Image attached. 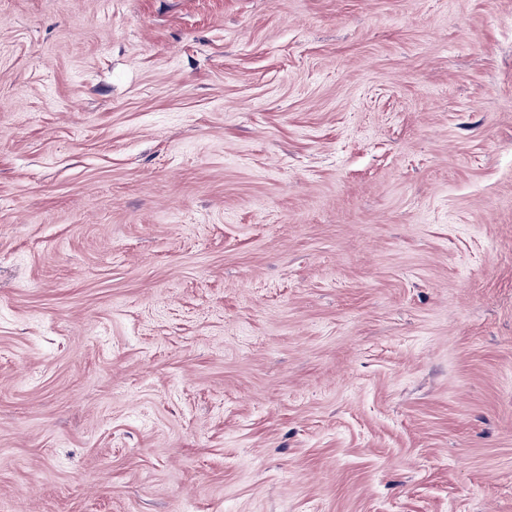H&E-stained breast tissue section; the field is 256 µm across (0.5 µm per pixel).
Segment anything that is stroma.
I'll use <instances>...</instances> for the list:
<instances>
[{"label":"stroma","mask_w":512,"mask_h":512,"mask_svg":"<svg viewBox=\"0 0 512 512\" xmlns=\"http://www.w3.org/2000/svg\"><path fill=\"white\" fill-rule=\"evenodd\" d=\"M0 512H512V0H0Z\"/></svg>","instance_id":"stroma-1"}]
</instances>
